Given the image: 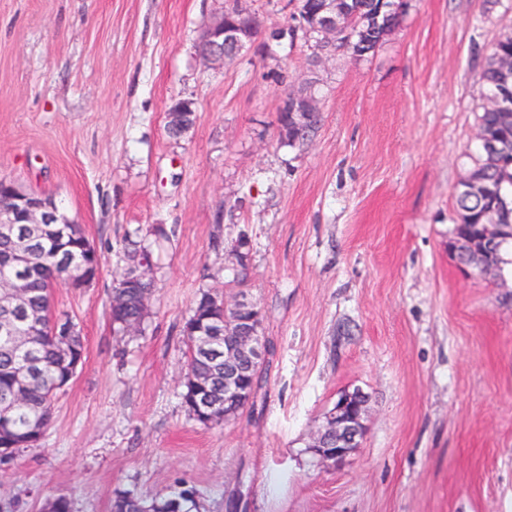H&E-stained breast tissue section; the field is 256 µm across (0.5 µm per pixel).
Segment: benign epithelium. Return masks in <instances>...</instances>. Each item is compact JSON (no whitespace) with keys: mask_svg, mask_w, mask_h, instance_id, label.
<instances>
[{"mask_svg":"<svg viewBox=\"0 0 512 512\" xmlns=\"http://www.w3.org/2000/svg\"><path fill=\"white\" fill-rule=\"evenodd\" d=\"M318 8L299 25L316 35L320 50H336L340 38L350 35L346 14L339 7L340 0H317ZM259 31V22L249 11L239 9L234 19L223 12L213 18L198 42L200 56L211 64L222 65L236 58L252 44ZM286 111L291 113V129L299 136L308 131L314 118V108L296 94H289ZM70 220L60 213L48 197L11 186L8 205L0 206V234H10L15 224L30 225L31 232H40L53 224H68ZM472 233L454 237L451 249L465 266H475L481 272L497 270L501 242L512 238V224H470ZM220 308L232 313L237 329L233 336H223V322L219 319L196 330L202 337L200 346L211 340H224V409L209 415L208 423L229 420L252 400L247 382L252 379L255 366L264 363L269 345L262 333V321L256 305L245 295L232 304ZM367 399L358 389L339 395L326 416V423L313 439L312 448L323 462L341 466L360 447L365 436L363 416Z\"/></svg>","mask_w":512,"mask_h":512,"instance_id":"1","label":"benign epithelium"}]
</instances>
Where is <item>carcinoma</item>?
<instances>
[{
	"instance_id": "obj_1",
	"label": "carcinoma",
	"mask_w": 512,
	"mask_h": 512,
	"mask_svg": "<svg viewBox=\"0 0 512 512\" xmlns=\"http://www.w3.org/2000/svg\"><path fill=\"white\" fill-rule=\"evenodd\" d=\"M350 28L356 39L363 40L370 26L374 0H347ZM482 80L491 93V105L479 116L483 140L479 141L473 171L484 173L480 184L463 182L457 194L459 223L483 224L492 214L498 223L512 221V36L492 44V52L482 70ZM500 146L496 154L487 143ZM27 225L17 224L10 236H0V253L25 254L20 264L1 263L0 282L27 291V300L11 318V326L0 331V448L40 445L52 418L58 393L73 380L84 352L80 327L71 318L62 321L72 336L64 341L50 335L57 322L51 307L54 288L73 277L92 274L101 268L102 257L82 228H72L65 237L54 228L30 239ZM212 293L203 291L196 300L183 329H192L215 315L209 307ZM189 372L208 375L206 386L197 390L186 383L182 395L187 411L203 424L199 402L203 399L224 401V346L211 357L199 355L195 337L185 336ZM30 373L37 386L23 400L15 397L22 372ZM145 498L128 491L115 493L112 512H138Z\"/></svg>"
}]
</instances>
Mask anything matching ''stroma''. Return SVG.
I'll return each instance as SVG.
<instances>
[{"instance_id": "1", "label": "stroma", "mask_w": 512, "mask_h": 512, "mask_svg": "<svg viewBox=\"0 0 512 512\" xmlns=\"http://www.w3.org/2000/svg\"><path fill=\"white\" fill-rule=\"evenodd\" d=\"M241 2L258 36L215 66L197 43L228 0H0V179L51 197L103 262L52 292L84 359L41 445L0 466V512H111L115 490L179 484L201 512H512V264L486 275L449 250L512 0H407L358 59L293 31L297 0ZM292 93L319 121L291 144ZM182 100L195 122L173 139ZM134 241L149 314L123 334L112 283ZM206 290L246 293L270 345L262 409L209 426L182 401ZM353 389L367 431L336 468L311 442Z\"/></svg>"}]
</instances>
